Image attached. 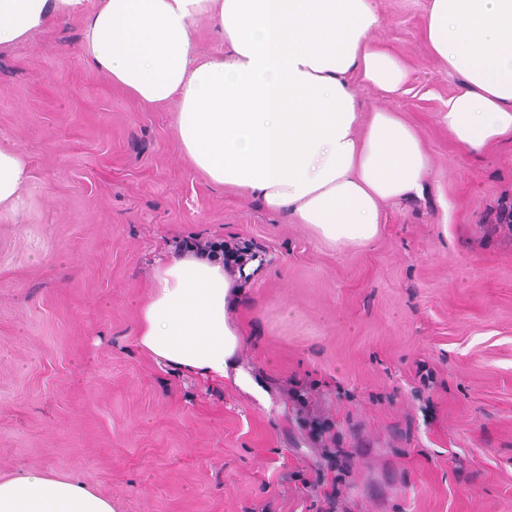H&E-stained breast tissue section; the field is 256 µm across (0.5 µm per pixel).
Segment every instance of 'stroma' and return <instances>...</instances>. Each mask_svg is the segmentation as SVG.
Listing matches in <instances>:
<instances>
[{
    "instance_id": "1",
    "label": "stroma",
    "mask_w": 512,
    "mask_h": 512,
    "mask_svg": "<svg viewBox=\"0 0 512 512\" xmlns=\"http://www.w3.org/2000/svg\"><path fill=\"white\" fill-rule=\"evenodd\" d=\"M95 4L0 46V143L30 174L0 211V477L68 476L116 512H512V141L450 140L463 79L429 52L426 0H378L405 92H355L417 128L428 185L360 248L211 184L175 105L84 63ZM190 239L255 255L229 317L256 393L136 344L156 260Z\"/></svg>"
}]
</instances>
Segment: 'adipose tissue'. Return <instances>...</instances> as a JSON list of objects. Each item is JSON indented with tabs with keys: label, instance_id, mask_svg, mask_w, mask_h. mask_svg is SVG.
Returning a JSON list of instances; mask_svg holds the SVG:
<instances>
[{
	"label": "adipose tissue",
	"instance_id": "obj_1",
	"mask_svg": "<svg viewBox=\"0 0 512 512\" xmlns=\"http://www.w3.org/2000/svg\"><path fill=\"white\" fill-rule=\"evenodd\" d=\"M80 0H0V45L26 38ZM424 40L464 83L444 121L465 152L512 137V0H427ZM210 18L224 49L193 38ZM376 0H97L85 15L84 60L145 106L176 103L182 148L210 183L243 190L338 247L379 235L381 206L422 195L431 162L397 113L363 114L353 80L400 93L408 70L373 40ZM28 178L17 149L0 147V208ZM234 283L220 254L158 260L140 306L136 343L157 365L233 378L241 338L228 317ZM0 512H114L68 477L0 478Z\"/></svg>",
	"mask_w": 512,
	"mask_h": 512
}]
</instances>
